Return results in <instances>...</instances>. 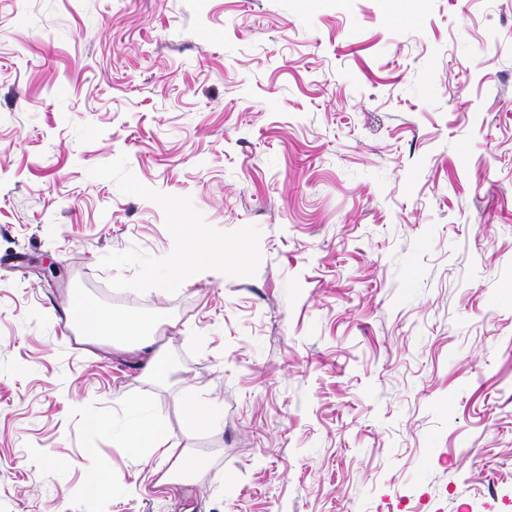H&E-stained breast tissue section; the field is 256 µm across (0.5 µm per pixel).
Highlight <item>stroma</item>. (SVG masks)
<instances>
[{
	"instance_id": "35a3bbf8",
	"label": "stroma",
	"mask_w": 512,
	"mask_h": 512,
	"mask_svg": "<svg viewBox=\"0 0 512 512\" xmlns=\"http://www.w3.org/2000/svg\"><path fill=\"white\" fill-rule=\"evenodd\" d=\"M0 512H512V0H0ZM183 229L184 248L171 261L170 285L181 286L182 273L201 266L224 268V248L212 243L206 229L201 225L178 224ZM68 317L81 330V333L90 342L98 338L116 335H132V329L123 321L104 315L95 307L75 302L68 309ZM219 415L217 407L203 399H189L184 406V422L192 430L209 428ZM133 406L138 412L142 409V405H138L137 403H134ZM160 432L161 428L156 419L141 411V415L128 425L123 434V438L130 442L133 447L141 448L142 458L148 463L159 449L156 442Z\"/></svg>"
}]
</instances>
